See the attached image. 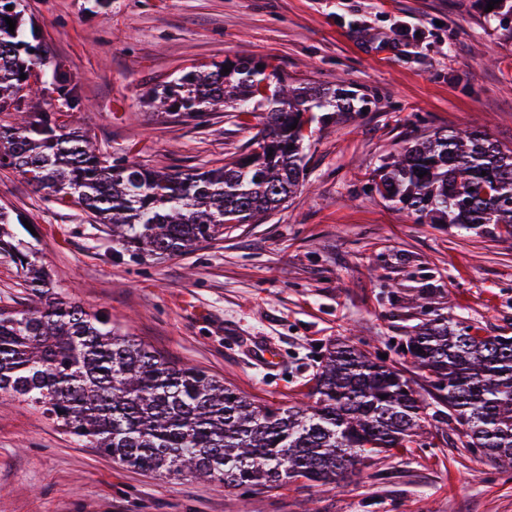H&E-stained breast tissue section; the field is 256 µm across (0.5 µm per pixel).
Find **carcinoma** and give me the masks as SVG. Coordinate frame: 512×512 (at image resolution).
Wrapping results in <instances>:
<instances>
[{"mask_svg":"<svg viewBox=\"0 0 512 512\" xmlns=\"http://www.w3.org/2000/svg\"><path fill=\"white\" fill-rule=\"evenodd\" d=\"M8 17L16 22L12 33ZM42 53L22 0H0V112L21 113L20 92L31 88ZM225 64L228 73L223 65L191 71L147 96L172 118H202L221 107L265 113L253 149L221 166L183 173L109 159L68 113L35 107L0 125V167L89 210L133 259L175 256L224 237L229 224L259 222L302 186L304 129L315 113L326 121L366 103L342 88L290 85L251 57ZM53 85L68 105L77 102L67 72L54 73ZM375 191L427 224H495L512 236V150L478 129L408 142L380 166ZM12 222L0 210V249L20 262L36 305L0 310V396L30 402L76 442L161 477L217 478L249 489L299 479L339 484L422 435L426 405L409 381L350 342L326 349L313 403L303 407L257 404L172 362L57 291L32 249L6 229ZM406 353L448 403L462 447L512 466V336H482L438 316L406 340Z\"/></svg>","mask_w":512,"mask_h":512,"instance_id":"1","label":"carcinoma"}]
</instances>
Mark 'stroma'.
Masks as SVG:
<instances>
[{"mask_svg":"<svg viewBox=\"0 0 512 512\" xmlns=\"http://www.w3.org/2000/svg\"><path fill=\"white\" fill-rule=\"evenodd\" d=\"M47 55L36 70L53 111L54 68L72 78L71 111L105 154L155 169L224 164L262 115L171 121L150 88L235 56L262 58L293 82L342 87L365 113L305 130L304 187L260 222L162 260H133L105 225L0 169V207L59 291L175 362L248 398L306 401L319 358L349 341L427 386L401 345L435 315L512 335V236L420 224L373 189L383 160L437 129L475 126L512 150V29L479 0H24ZM423 44L391 48L394 23ZM26 273L0 253V309L29 304ZM278 354L269 367L260 349ZM0 512H512V469L440 426L380 455L344 486L256 489L128 468L20 400H0Z\"/></svg>","mask_w":512,"mask_h":512,"instance_id":"obj_1","label":"stroma"}]
</instances>
